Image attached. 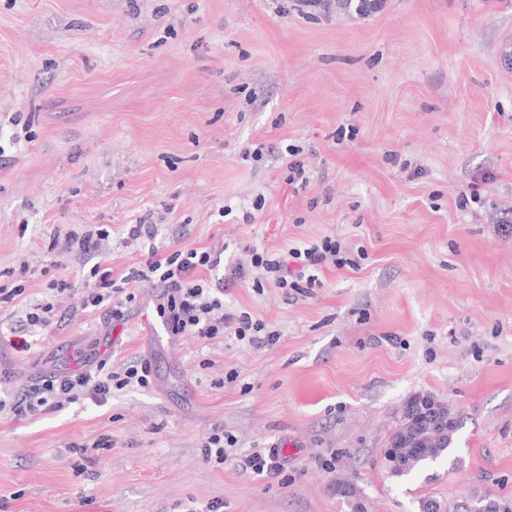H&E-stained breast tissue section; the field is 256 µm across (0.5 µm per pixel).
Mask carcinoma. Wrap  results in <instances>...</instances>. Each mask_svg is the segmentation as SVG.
<instances>
[{
    "label": "carcinoma",
    "instance_id": "obj_1",
    "mask_svg": "<svg viewBox=\"0 0 512 512\" xmlns=\"http://www.w3.org/2000/svg\"><path fill=\"white\" fill-rule=\"evenodd\" d=\"M381 4L382 0H336V8L360 16L376 12ZM459 427V421L454 419L449 421L448 431H434L413 416L396 424L387 439L386 447L381 450L382 465L387 474L397 480L416 475L445 457L451 458L452 464H457L452 453ZM487 499L492 500L494 496L488 492L475 491L466 500L454 503V512H481Z\"/></svg>",
    "mask_w": 512,
    "mask_h": 512
}]
</instances>
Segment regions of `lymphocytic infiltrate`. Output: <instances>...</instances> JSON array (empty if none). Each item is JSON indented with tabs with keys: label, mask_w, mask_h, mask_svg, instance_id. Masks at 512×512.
<instances>
[{
	"label": "lymphocytic infiltrate",
	"mask_w": 512,
	"mask_h": 512,
	"mask_svg": "<svg viewBox=\"0 0 512 512\" xmlns=\"http://www.w3.org/2000/svg\"><path fill=\"white\" fill-rule=\"evenodd\" d=\"M156 235L155 225L143 221L129 225L128 241L146 240L150 243L144 262L121 277L113 275L108 263H96L83 280L84 307L98 308L121 295L126 300H133L134 295L127 292V285L158 282L166 290V319L172 335L211 340L228 330L253 343L278 341V333L266 330L264 323L253 320L249 312L225 313L224 280L216 273L221 263L220 253L183 248L163 254L153 244ZM342 252L341 241L327 236L301 248H290L284 254L252 252L250 263L259 269L266 282L304 296L317 283V274L322 268L347 265L348 260ZM204 269L209 272L205 278L200 275ZM152 375V366L146 360L117 369L110 368L107 361L102 360L91 371L80 369L46 375L31 390L13 400L0 399V411L7 410L20 416L54 410L86 395L103 401L115 391L150 387Z\"/></svg>",
	"instance_id": "f902f5d3"
}]
</instances>
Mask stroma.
<instances>
[{"instance_id":"obj_1","label":"stroma","mask_w":512,"mask_h":512,"mask_svg":"<svg viewBox=\"0 0 512 512\" xmlns=\"http://www.w3.org/2000/svg\"><path fill=\"white\" fill-rule=\"evenodd\" d=\"M512 0H0V398L90 353L149 359L153 386L18 418L0 412V512H417L425 496L512 498ZM309 172L289 186L288 164ZM215 247L245 269L224 309L273 344L152 337L163 288L121 315L56 295L99 261ZM106 230L81 255L56 230ZM338 237L309 296L253 286L252 250ZM55 301L50 334L21 330ZM448 402L459 462L397 482L381 450L416 395ZM236 439L202 459L213 429ZM110 436L89 461L75 444ZM286 445L276 477L242 470ZM235 440L232 435L224 433V429H215L203 442L202 458L213 467H223L229 455L227 448H232Z\"/></svg>"}]
</instances>
